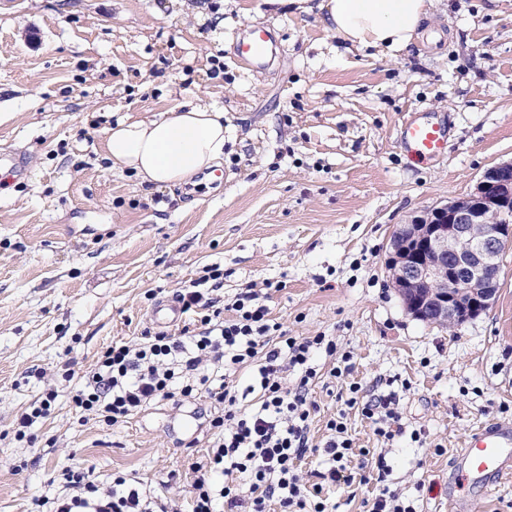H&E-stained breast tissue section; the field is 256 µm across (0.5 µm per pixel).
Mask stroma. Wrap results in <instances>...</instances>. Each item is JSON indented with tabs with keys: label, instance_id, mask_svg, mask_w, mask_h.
Wrapping results in <instances>:
<instances>
[{
	"label": "stroma",
	"instance_id": "35a3bbf8",
	"mask_svg": "<svg viewBox=\"0 0 512 512\" xmlns=\"http://www.w3.org/2000/svg\"><path fill=\"white\" fill-rule=\"evenodd\" d=\"M319 2L0 0V113L12 115L0 154L24 160L0 183V512H31L67 466L187 495L217 405L177 397L108 426L76 413L70 392L108 346L155 330V300L212 265L222 303L267 292L288 335L333 337L353 354L351 381L397 391L404 436L384 442L350 411L347 466L384 448L387 483L416 512H449L472 430L512 424V248L493 304L454 328L408 316L387 268L397 224L512 161V0H437L436 25L394 58L346 48ZM259 22L278 49L252 70L233 40ZM195 98L225 113L218 179L169 190L106 171L109 125ZM415 110L450 122L444 157L407 158L397 128ZM315 362L318 445L342 383L332 357ZM52 390V415L16 440L17 415Z\"/></svg>",
	"mask_w": 512,
	"mask_h": 512
}]
</instances>
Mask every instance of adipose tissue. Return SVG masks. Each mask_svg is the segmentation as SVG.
Here are the masks:
<instances>
[{"label": "adipose tissue", "mask_w": 512, "mask_h": 512, "mask_svg": "<svg viewBox=\"0 0 512 512\" xmlns=\"http://www.w3.org/2000/svg\"><path fill=\"white\" fill-rule=\"evenodd\" d=\"M434 0H322L323 27L357 49L390 54L408 50L433 17ZM110 169L129 170L146 183L175 188L224 162V113L183 101L145 118L117 121L107 130Z\"/></svg>", "instance_id": "obj_1"}]
</instances>
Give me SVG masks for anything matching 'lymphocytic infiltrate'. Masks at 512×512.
<instances>
[{
	"instance_id": "f902f5d3",
	"label": "lymphocytic infiltrate",
	"mask_w": 512,
	"mask_h": 512,
	"mask_svg": "<svg viewBox=\"0 0 512 512\" xmlns=\"http://www.w3.org/2000/svg\"><path fill=\"white\" fill-rule=\"evenodd\" d=\"M177 299L183 309L199 313V329L177 335L158 331L136 345L112 344L81 375L72 395L76 408L114 425L157 400L205 391L220 413L210 422L206 454L191 465L195 478L188 512H215L219 499L226 512H267L274 504L280 512H329L326 485L369 483V475L346 466L353 440L345 413L359 411L377 436L393 440L402 432L396 391L364 396L359 384L348 380L351 353H337L335 342L322 334L300 338L281 333L258 292L238 294L228 306V319L216 309L212 288L195 285ZM321 349L338 354L330 375L349 385L338 394L344 413L329 420L325 442L314 446L309 438L315 409L311 387L319 372L313 357ZM248 366L259 402L245 411L226 373ZM289 375L296 378L290 387L284 384ZM307 455L317 464L311 483L298 468ZM60 477L62 492L36 498L38 512H179L174 501L158 502L122 476L93 480L84 470L66 467Z\"/></svg>"
}]
</instances>
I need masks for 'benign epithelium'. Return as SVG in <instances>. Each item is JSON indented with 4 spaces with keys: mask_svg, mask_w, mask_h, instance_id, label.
I'll list each match as a JSON object with an SVG mask.
<instances>
[{
    "mask_svg": "<svg viewBox=\"0 0 512 512\" xmlns=\"http://www.w3.org/2000/svg\"><path fill=\"white\" fill-rule=\"evenodd\" d=\"M512 244V163L484 171L475 194L414 214L388 245L392 284L412 318L458 326L487 310Z\"/></svg>",
    "mask_w": 512,
    "mask_h": 512,
    "instance_id": "1",
    "label": "benign epithelium"
}]
</instances>
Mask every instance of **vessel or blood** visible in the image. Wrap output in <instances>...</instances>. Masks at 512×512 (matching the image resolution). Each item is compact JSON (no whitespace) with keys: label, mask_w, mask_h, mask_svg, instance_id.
Instances as JSON below:
<instances>
[{"label":"vessel or blood","mask_w":512,"mask_h":512,"mask_svg":"<svg viewBox=\"0 0 512 512\" xmlns=\"http://www.w3.org/2000/svg\"><path fill=\"white\" fill-rule=\"evenodd\" d=\"M272 33L263 24H255L234 44L237 59L250 69L265 68L269 63ZM451 126L433 121L419 112H411L399 127V138L410 159L425 162L446 154ZM157 326L170 327L179 323L182 309L175 300L159 301L152 310ZM512 477V424L489 422L468 434L453 461L448 478V505L453 512H470L471 500L461 494L460 485L480 490Z\"/></svg>","instance_id":"b4317fda"}]
</instances>
